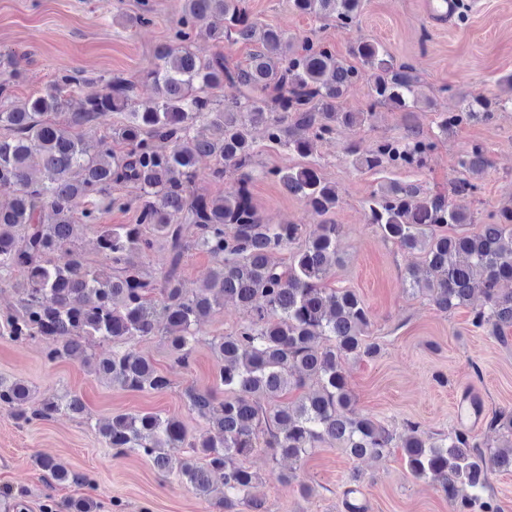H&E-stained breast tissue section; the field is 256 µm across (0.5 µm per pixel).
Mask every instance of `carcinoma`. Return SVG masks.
Here are the masks:
<instances>
[{"label":"carcinoma","instance_id":"obj_1","mask_svg":"<svg viewBox=\"0 0 512 512\" xmlns=\"http://www.w3.org/2000/svg\"><path fill=\"white\" fill-rule=\"evenodd\" d=\"M362 0H292L303 15L331 19L349 30L359 23ZM224 25L211 30L217 46L253 42L244 66L229 65L224 53L203 61L191 50L197 26L212 16ZM350 54L361 67L337 60L320 40L289 36L253 19L244 0H183L169 40L155 51L153 69L143 75L156 97L136 99L137 82L104 79L73 71L58 73L38 95L12 100L10 89L25 72L12 51L0 52L7 78L0 82V193L11 195L0 207V284L23 273L16 308L0 311V337L18 344L50 341V362L81 359L97 377L131 391L162 392L170 380L133 348L134 342L161 335L176 362L187 368L202 339L197 326L224 300L231 299L247 319L233 332L207 341L219 369L216 388H185L188 410L205 419L208 431L189 440L182 422L158 413L120 414L93 422L76 393L33 404L22 379L0 377V407L19 427L59 414L95 424L115 456L147 459L161 474L175 473L213 512H268L252 494L260 477L245 460L262 448L271 460L295 464L324 443L337 444L354 460L381 458L402 450L411 475L440 482L453 512H500L489 491L488 475L512 469V412L493 413L489 427L500 443L491 446L466 429L428 434L415 423L394 435L358 411L344 363L373 359L381 345L368 340L372 315L353 291L326 287L339 261L342 226L330 219L340 206L335 185L310 165L267 171L291 195L302 198L321 218L313 235L302 224H267L252 202L248 170L255 153L252 130L264 128L270 141L307 158L317 143L339 127L371 124L374 109L409 112L431 104L414 68L398 64L378 43L360 38ZM365 80L367 108L344 106L351 88ZM102 84L76 112L65 111L67 96L82 85ZM235 94H224V88ZM508 101L464 96L454 112L438 115L441 134L472 122L491 123ZM123 116L116 127L89 146L83 130ZM122 143L121 153L110 140ZM439 140L417 131L384 139L368 152L352 146L347 154L357 170L421 168ZM213 159L210 178L224 181L238 172L235 185L219 196L196 186L199 158ZM491 161L473 146L457 161L459 176L449 189L428 191L401 182L378 190L367 203V223L401 249L421 255V267L405 273L402 286L426 297L440 312L470 303L471 325L502 336L512 327V207L475 224L473 213L453 198L473 196ZM129 184L137 223L102 226L100 209L124 208L130 201L112 196V185ZM98 205L77 213L78 199ZM97 229V251L109 264L104 276L76 249L79 226ZM163 240L170 265L156 280L146 277L141 259ZM197 249L216 266L204 285L183 288L180 264ZM288 253V261L277 255ZM325 340L319 346L316 341ZM112 346L98 354L94 346ZM313 380L316 389L296 402L282 397ZM50 489L70 483L85 490L77 499L47 494L44 512H96V485L53 457L37 455Z\"/></svg>","mask_w":512,"mask_h":512}]
</instances>
